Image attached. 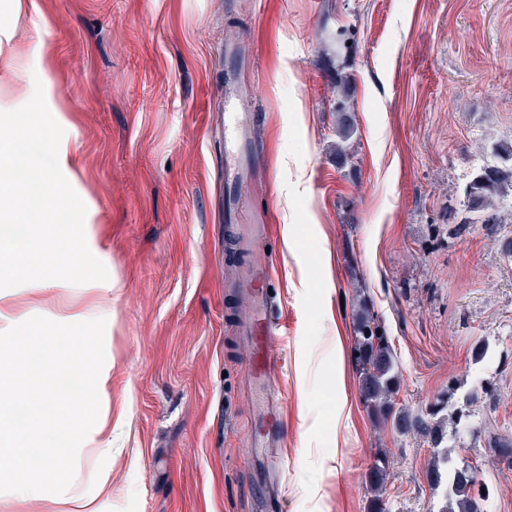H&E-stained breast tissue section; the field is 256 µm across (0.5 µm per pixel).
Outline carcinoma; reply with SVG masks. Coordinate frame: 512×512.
Here are the masks:
<instances>
[{
    "label": "carcinoma",
    "instance_id": "cac0c4a2",
    "mask_svg": "<svg viewBox=\"0 0 512 512\" xmlns=\"http://www.w3.org/2000/svg\"><path fill=\"white\" fill-rule=\"evenodd\" d=\"M507 185L512 187V166L481 168L466 188L468 208L473 212L489 209L492 198ZM354 333L359 396L368 414L380 423L391 424L402 435L414 433L427 438L432 448L427 475L435 485H444L445 505L441 512H482L481 503L490 497L489 486L479 481L473 466H448L445 445L446 421L457 428L468 427L474 416V401L467 397L460 405L452 402L454 388L450 386L423 413L396 407L400 378L392 348L378 314L365 300L357 304ZM390 476V457L381 448L374 453L369 469L371 512H387L382 491Z\"/></svg>",
    "mask_w": 512,
    "mask_h": 512
}]
</instances>
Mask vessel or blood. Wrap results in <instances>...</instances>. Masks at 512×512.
<instances>
[{"instance_id":"vessel-or-blood-1","label":"vessel or blood","mask_w":512,"mask_h":512,"mask_svg":"<svg viewBox=\"0 0 512 512\" xmlns=\"http://www.w3.org/2000/svg\"><path fill=\"white\" fill-rule=\"evenodd\" d=\"M246 118L241 100L233 91L224 93V132L236 136ZM254 300L244 321V334L249 341V363L252 382L259 391L251 422L256 447L282 448L286 445L285 424L288 420L284 405L272 388L284 364V345L288 339V320L284 315L269 313L265 301V286L271 280L268 267L249 269Z\"/></svg>"}]
</instances>
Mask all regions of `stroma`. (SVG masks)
<instances>
[{"label":"stroma","mask_w":512,"mask_h":512,"mask_svg":"<svg viewBox=\"0 0 512 512\" xmlns=\"http://www.w3.org/2000/svg\"><path fill=\"white\" fill-rule=\"evenodd\" d=\"M0 0V104L48 75L64 176L84 202L104 282L0 291L13 323L104 317L105 416L67 492L39 512H259L248 450L252 379L234 313L248 284L225 253L224 206L272 215L271 312L288 315L286 512H369L387 449L389 512H439L426 440L363 407L352 308L373 304L400 376L398 406L449 384L479 391L452 465L512 512V195L467 225L465 188L512 144V0ZM53 52L44 73L41 45ZM347 75L345 91L337 74ZM249 120L251 175L224 183V81ZM356 125L338 164L337 104ZM483 345L485 355L474 359ZM390 457L385 449H378L373 455V463L369 469V484L372 492L371 511L386 512V504L382 498L383 488L388 483L390 472Z\"/></svg>","instance_id":"1"}]
</instances>
